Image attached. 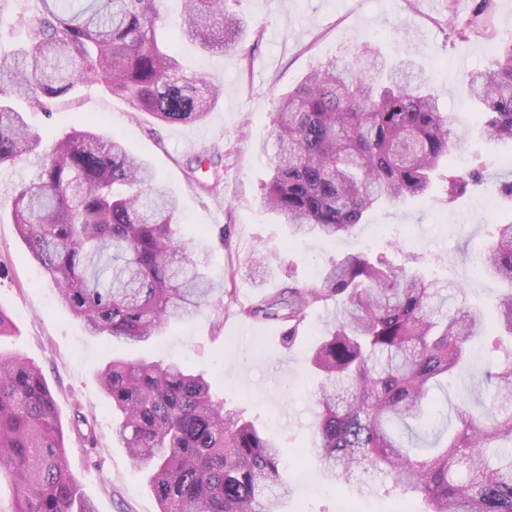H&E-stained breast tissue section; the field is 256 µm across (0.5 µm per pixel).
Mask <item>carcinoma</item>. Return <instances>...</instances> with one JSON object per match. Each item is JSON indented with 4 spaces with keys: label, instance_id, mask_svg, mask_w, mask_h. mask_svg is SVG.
<instances>
[{
    "label": "carcinoma",
    "instance_id": "cac0c4a2",
    "mask_svg": "<svg viewBox=\"0 0 512 512\" xmlns=\"http://www.w3.org/2000/svg\"><path fill=\"white\" fill-rule=\"evenodd\" d=\"M28 40L0 56V166L40 155L9 211L61 303L92 336L138 346L192 315L214 292L210 251L178 237V203L121 139L74 130L42 146L13 102L50 116L88 82L163 123H196L219 88L185 75L158 34L161 0H40ZM182 32L207 51L239 45L230 0H184ZM466 79L481 105L477 126L512 143V41ZM472 126L441 110L412 64L367 51L306 76L273 113L271 177L259 206L293 234L351 236L386 204L428 195L434 174ZM483 162L448 176L453 197L483 180ZM480 277L508 284L498 297L502 356L484 371L490 404L456 407V427H426L431 393L468 360L484 313L453 310V294L381 256L333 260L319 283L290 286L242 308L286 326L295 344L311 309L336 315L311 348L318 409L313 451L320 467L351 482L371 473L385 492L421 498L423 512H512V221L494 225ZM119 414L114 438L151 467L160 512H275L288 498L280 446L224 408L200 374L178 362L114 359L99 372ZM7 512H93L67 464L55 401L31 361L0 355V480Z\"/></svg>",
    "mask_w": 512,
    "mask_h": 512
}]
</instances>
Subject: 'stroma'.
<instances>
[{
	"label": "stroma",
	"mask_w": 512,
	"mask_h": 512,
	"mask_svg": "<svg viewBox=\"0 0 512 512\" xmlns=\"http://www.w3.org/2000/svg\"><path fill=\"white\" fill-rule=\"evenodd\" d=\"M40 0H6L0 8V54L11 55L27 39L21 20L39 15ZM245 28L240 46L206 53L180 37L183 0H162L166 27L178 33L186 73L220 84L223 93L207 117L193 124H161L131 111L102 85L81 88L71 106L53 117L16 106L44 142L72 130L98 128L121 137L128 150L148 163L177 197L180 232L186 243L207 240L213 297L165 335L141 346L111 344L88 335L58 301L57 292L20 238L14 224L0 222V310L11 320L0 338V353L19 355L42 371L60 417L67 462L96 512H158L147 484L148 470L136 464L112 436L115 416L99 384L100 369L112 358L177 359L202 374L226 408L254 420L282 445V474L291 493L279 512H339L344 501L356 512H397L396 496L377 489L359 494L355 485L334 479L315 460L316 378L307 358L311 339L331 319L335 302L313 309L295 345L283 328L259 323L240 312L246 302L271 295L289 281L313 283L333 259L358 247L396 255V244L414 252L415 268L427 279L465 290L467 305L485 314L486 334L471 344L472 358L432 394L437 418L451 406L489 399L480 373L490 360L487 339L498 332L496 300L502 283L471 275V256L489 241L492 225L512 220V199L495 193L512 178V144L473 133L453 153L452 168L488 162L479 190L449 201L441 179L430 194L370 213L357 234L335 242L295 238L257 200L270 176L259 144L266 139L279 96L307 74L338 58H353L370 47L390 62L414 57L432 79L440 103L472 120L477 107L466 85L467 72L484 68L496 45L512 37V0H233ZM477 17L467 38L450 35L453 18ZM214 157L221 182L208 194L188 177L197 156ZM230 228L227 245L219 233Z\"/></svg>",
	"instance_id": "obj_1"
}]
</instances>
